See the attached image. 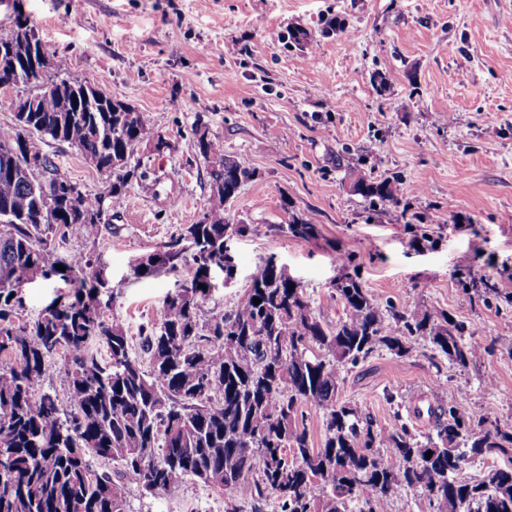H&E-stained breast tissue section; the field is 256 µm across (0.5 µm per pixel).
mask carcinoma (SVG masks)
Wrapping results in <instances>:
<instances>
[{
  "instance_id": "obj_1",
  "label": "carcinoma",
  "mask_w": 512,
  "mask_h": 512,
  "mask_svg": "<svg viewBox=\"0 0 512 512\" xmlns=\"http://www.w3.org/2000/svg\"><path fill=\"white\" fill-rule=\"evenodd\" d=\"M26 41L15 24L0 29V49L19 54ZM25 65L17 59L18 73L0 70V81L38 86L22 76ZM44 79L55 89L37 111L17 112L13 125L0 127V270L18 284L37 271L59 274L73 283V298L51 302L20 327L12 290L0 288V512H54L60 499L70 501L71 512H127L125 486L94 470L90 452L120 462L123 477L149 492L194 476L231 493L253 479L251 501L230 497L224 512H262L270 497L280 512H381L402 491L419 493L423 512H512L511 467L491 468L476 482L456 479L473 459L512 454V425L440 406L423 443L403 424L375 430L370 416L339 398L342 370L379 348L403 357L421 339L467 366L479 344L447 314L382 307L347 274L334 285L347 319L329 327L287 269L269 258L236 308L201 321L207 291L200 285H209L212 267H224L225 199L254 177L224 156L205 127L194 129V146L208 164L209 206L167 249L134 265L136 275L151 276L190 259L193 276L184 295L166 297L158 326L145 334L149 368L132 358L125 328L104 319L90 275L97 259H64L53 238L73 224L96 237L104 207L119 206L133 181L146 177L135 161L143 115L119 100L108 110L95 98L80 112L77 81ZM36 137L66 142L112 174L109 203L63 180L42 190L32 167L56 166ZM351 188L373 206L398 202L395 178L359 176ZM285 230L304 240L317 233L298 216ZM92 340L107 347L109 362L89 353ZM59 349L69 355L73 412L66 418L55 395L35 392L46 357ZM305 406L325 421L318 448Z\"/></svg>"
}]
</instances>
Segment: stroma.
<instances>
[{"instance_id": "1", "label": "stroma", "mask_w": 512, "mask_h": 512, "mask_svg": "<svg viewBox=\"0 0 512 512\" xmlns=\"http://www.w3.org/2000/svg\"><path fill=\"white\" fill-rule=\"evenodd\" d=\"M55 69L142 112L146 179L109 210L97 237L80 226L61 256H98L107 320L133 357L190 265L149 277L137 259L162 250L209 205L207 165L193 142L206 126L225 155L254 170L226 203L235 237L232 286L221 269L200 316L233 309L266 259L298 280L313 313L344 320L333 284L355 272L380 305L429 309L462 322L480 350L467 367L417 340L380 349L343 375L339 396L378 430L430 423L409 411L442 402L512 425V0H21ZM164 138L163 151L153 147ZM59 174L106 195L112 179L68 144L41 141ZM398 179V204L371 206L354 178ZM316 238L282 232L290 216ZM351 258L341 267L338 255ZM489 279L482 301L463 284ZM72 286L58 275L24 284L15 309L34 319ZM223 488L196 478L150 493L126 485L127 512H224Z\"/></svg>"}]
</instances>
